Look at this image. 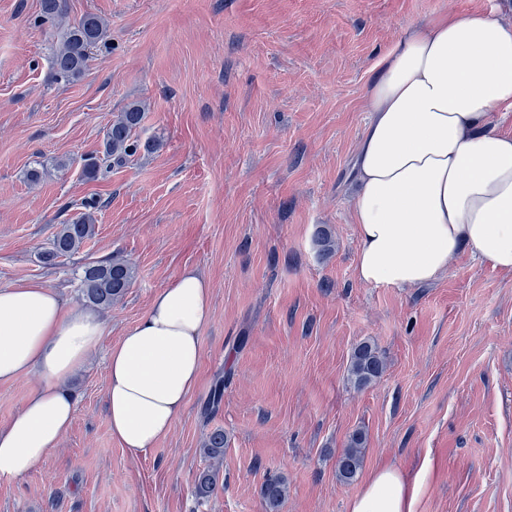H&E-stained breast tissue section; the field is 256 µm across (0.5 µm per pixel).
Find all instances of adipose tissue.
<instances>
[{
  "label": "adipose tissue",
  "instance_id": "adipose-tissue-1",
  "mask_svg": "<svg viewBox=\"0 0 512 512\" xmlns=\"http://www.w3.org/2000/svg\"><path fill=\"white\" fill-rule=\"evenodd\" d=\"M371 114L355 156V275L366 285L415 288L444 274L461 250L512 272V20L442 15L409 28L370 83ZM212 288L193 268L156 293L107 358L112 435L138 453L172 431L200 379ZM94 312L38 282L0 287V384H43L0 427V479L26 474L70 429L67 381L103 337ZM434 469H375L348 512H417Z\"/></svg>",
  "mask_w": 512,
  "mask_h": 512
}]
</instances>
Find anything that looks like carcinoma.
I'll return each mask as SVG.
<instances>
[{
  "label": "carcinoma",
  "mask_w": 512,
  "mask_h": 512,
  "mask_svg": "<svg viewBox=\"0 0 512 512\" xmlns=\"http://www.w3.org/2000/svg\"><path fill=\"white\" fill-rule=\"evenodd\" d=\"M104 20L87 14L77 23L66 29L62 41L55 50L52 67L55 75L65 81L79 78L88 66L91 52L105 36ZM144 109L138 103H131L118 113L106 132L103 160L122 163L140 149L152 150L155 144H145L134 137L141 124ZM95 234L94 218L84 213L68 224L61 225L54 235L50 247L42 254V262L48 266L57 259L77 253ZM314 243L318 250L328 255L336 246L330 231L319 229ZM134 279V269L125 260L112 258L105 262H92L83 267L81 293L84 300L102 308H110L125 296ZM385 362L377 347L369 342L359 343L351 354L348 367V380L351 385L362 390L372 386L381 378ZM366 444V434L357 429L349 435L345 448L336 457V479L342 485H350L359 475ZM201 453L209 460V465L195 477V495L201 500L214 496L220 484V467L224 459V431L214 430L203 442ZM287 483L282 478L268 480L262 488L268 512H279L287 497Z\"/></svg>",
  "instance_id": "cac0c4a2"
}]
</instances>
